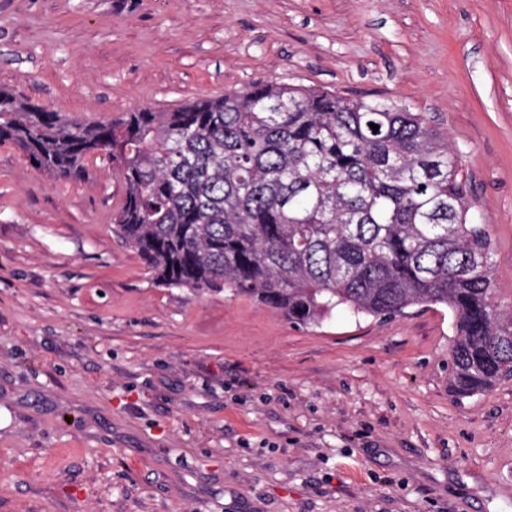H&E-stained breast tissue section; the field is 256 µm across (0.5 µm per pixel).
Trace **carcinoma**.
Masks as SVG:
<instances>
[{"label": "carcinoma", "instance_id": "carcinoma-1", "mask_svg": "<svg viewBox=\"0 0 512 512\" xmlns=\"http://www.w3.org/2000/svg\"><path fill=\"white\" fill-rule=\"evenodd\" d=\"M1 142L59 179L107 157L123 184L113 231L161 285L246 296L303 326L338 307L444 305L453 390L512 374L486 225L448 139L407 108L275 82L83 124L0 87Z\"/></svg>", "mask_w": 512, "mask_h": 512}]
</instances>
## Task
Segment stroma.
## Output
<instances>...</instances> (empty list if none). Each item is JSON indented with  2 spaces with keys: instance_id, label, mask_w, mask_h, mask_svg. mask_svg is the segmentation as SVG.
<instances>
[{
  "instance_id": "stroma-1",
  "label": "stroma",
  "mask_w": 512,
  "mask_h": 512,
  "mask_svg": "<svg viewBox=\"0 0 512 512\" xmlns=\"http://www.w3.org/2000/svg\"><path fill=\"white\" fill-rule=\"evenodd\" d=\"M271 81L444 133L512 309V0H0V86L85 124ZM122 198L0 143V512H512V378L452 391L446 306L166 288Z\"/></svg>"
}]
</instances>
